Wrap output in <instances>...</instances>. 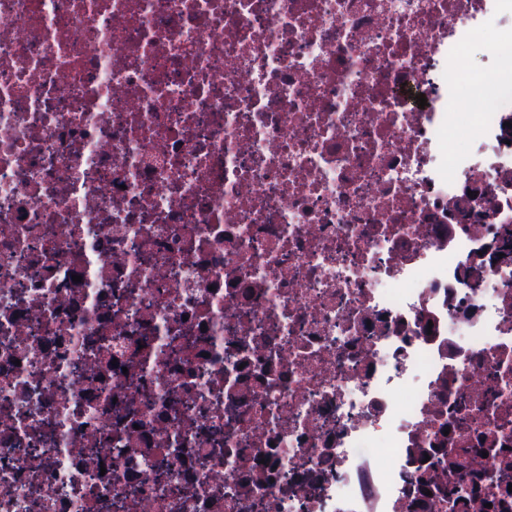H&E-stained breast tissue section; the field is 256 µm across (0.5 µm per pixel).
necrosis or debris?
Wrapping results in <instances>:
<instances>
[{"label": "necrosis or debris", "instance_id": "necrosis-or-debris-1", "mask_svg": "<svg viewBox=\"0 0 512 512\" xmlns=\"http://www.w3.org/2000/svg\"><path fill=\"white\" fill-rule=\"evenodd\" d=\"M0 512H512V0H0Z\"/></svg>", "mask_w": 512, "mask_h": 512}]
</instances>
